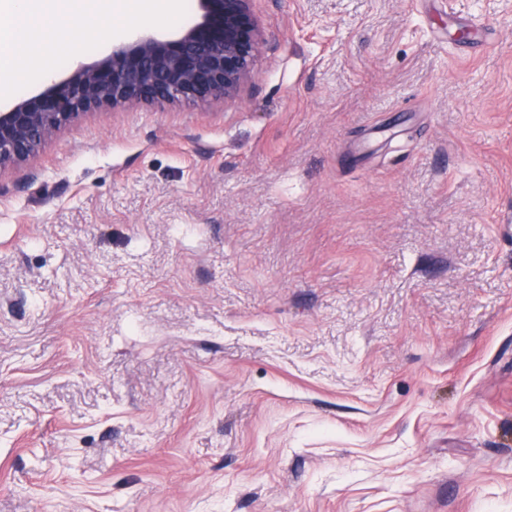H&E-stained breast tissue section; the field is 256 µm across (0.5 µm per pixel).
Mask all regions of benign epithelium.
<instances>
[{
    "mask_svg": "<svg viewBox=\"0 0 512 512\" xmlns=\"http://www.w3.org/2000/svg\"><path fill=\"white\" fill-rule=\"evenodd\" d=\"M252 2L198 0V20L176 35L138 33L39 94L0 108V172L26 163L61 127L95 109L240 97L262 44Z\"/></svg>",
    "mask_w": 512,
    "mask_h": 512,
    "instance_id": "1",
    "label": "benign epithelium"
}]
</instances>
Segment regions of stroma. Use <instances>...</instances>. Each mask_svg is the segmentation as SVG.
Instances as JSON below:
<instances>
[{"label":"stroma","mask_w":512,"mask_h":512,"mask_svg":"<svg viewBox=\"0 0 512 512\" xmlns=\"http://www.w3.org/2000/svg\"><path fill=\"white\" fill-rule=\"evenodd\" d=\"M252 6L0 176V512H512V0Z\"/></svg>","instance_id":"stroma-1"}]
</instances>
